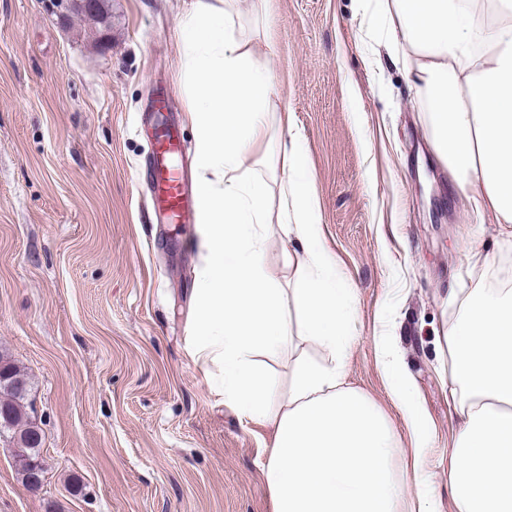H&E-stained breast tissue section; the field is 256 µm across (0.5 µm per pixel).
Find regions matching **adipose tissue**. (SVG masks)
<instances>
[{"label": "adipose tissue", "mask_w": 512, "mask_h": 512, "mask_svg": "<svg viewBox=\"0 0 512 512\" xmlns=\"http://www.w3.org/2000/svg\"><path fill=\"white\" fill-rule=\"evenodd\" d=\"M235 0H193L178 23L195 128L198 221L206 263L196 290L192 356L241 419L271 425L263 475L272 512H437L430 422L402 352L378 346L409 450L378 407L345 384L355 290L326 246L310 161L299 134L270 124L274 71L233 19ZM391 60L426 112L433 147L479 217L512 242V0H370ZM286 165L282 240L303 252L282 281L268 266L272 189L257 146ZM326 361L299 358L287 395L264 359L290 329L284 301ZM459 417L449 453L454 512H512V289L471 298L446 333Z\"/></svg>", "instance_id": "obj_1"}]
</instances>
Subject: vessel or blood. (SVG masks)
Returning a JSON list of instances; mask_svg holds the SVG:
<instances>
[{
	"mask_svg": "<svg viewBox=\"0 0 512 512\" xmlns=\"http://www.w3.org/2000/svg\"><path fill=\"white\" fill-rule=\"evenodd\" d=\"M184 146L165 114H158L155 125L153 168V207L158 223L188 218L191 213V176L181 160Z\"/></svg>",
	"mask_w": 512,
	"mask_h": 512,
	"instance_id": "b4317fda",
	"label": "vessel or blood"
}]
</instances>
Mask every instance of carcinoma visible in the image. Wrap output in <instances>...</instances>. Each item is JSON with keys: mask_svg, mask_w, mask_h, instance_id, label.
Listing matches in <instances>:
<instances>
[{"mask_svg": "<svg viewBox=\"0 0 512 512\" xmlns=\"http://www.w3.org/2000/svg\"><path fill=\"white\" fill-rule=\"evenodd\" d=\"M7 387L0 390V432L9 434L10 440L22 451L17 456L23 461L25 479L33 475V463L40 456L42 436L30 421L27 398L30 384L24 374L0 355V381Z\"/></svg>", "mask_w": 512, "mask_h": 512, "instance_id": "cac0c4a2", "label": "carcinoma"}]
</instances>
